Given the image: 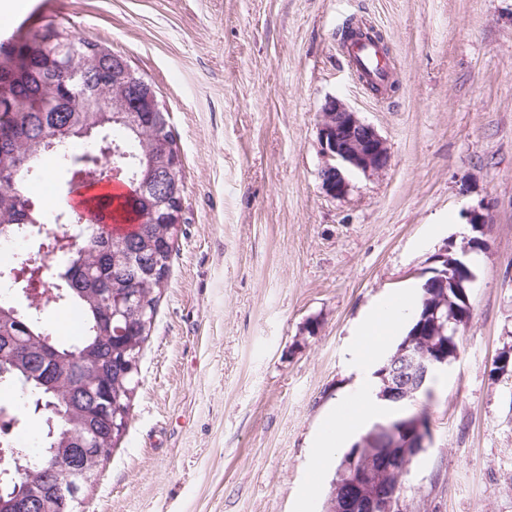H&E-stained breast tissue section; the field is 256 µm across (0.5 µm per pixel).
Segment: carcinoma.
<instances>
[{"label":"carcinoma","instance_id":"obj_1","mask_svg":"<svg viewBox=\"0 0 512 512\" xmlns=\"http://www.w3.org/2000/svg\"><path fill=\"white\" fill-rule=\"evenodd\" d=\"M116 54L54 20L26 38L0 46V227L17 233L41 224L46 211L28 196L30 168L48 145L76 138L72 129L96 121L95 110L139 89L136 124L114 121L103 131L128 157L129 189L120 217L132 228L111 234L88 224L82 243L51 263L55 282L40 289L42 309L19 308L0 298V353L9 358L1 385L20 387L32 408L42 405L44 431L36 448L4 446L8 473L0 468V512H14L17 488L43 490V477H64L81 464L99 472L102 457L126 432L138 388L139 364L159 300L167 287L180 223L162 197L184 204L183 161L166 111L151 82L132 67L113 71ZM112 151L100 145L86 171L110 172ZM115 298L131 301L124 320L112 319ZM45 309L76 310L82 334L58 341L42 321ZM69 489L43 496L42 512H78Z\"/></svg>","mask_w":512,"mask_h":512}]
</instances>
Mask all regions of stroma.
<instances>
[{
    "label": "stroma",
    "mask_w": 512,
    "mask_h": 512,
    "mask_svg": "<svg viewBox=\"0 0 512 512\" xmlns=\"http://www.w3.org/2000/svg\"><path fill=\"white\" fill-rule=\"evenodd\" d=\"M0 43L49 20L155 84L183 160L187 224L140 365L128 431L82 512H322L339 452L316 442L375 386L357 345L418 298L489 215L460 354L417 408L432 438L399 512H512V0H22ZM389 48L395 92L359 88L347 20ZM338 98L391 160L322 187L319 115ZM405 299L399 298L396 303L377 309L364 323L360 331L359 346L364 354L374 356L385 342L394 335L401 325L403 311L408 307Z\"/></svg>",
    "instance_id": "obj_1"
}]
</instances>
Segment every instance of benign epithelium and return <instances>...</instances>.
<instances>
[{
  "instance_id": "7a95c632",
  "label": "benign epithelium",
  "mask_w": 512,
  "mask_h": 512,
  "mask_svg": "<svg viewBox=\"0 0 512 512\" xmlns=\"http://www.w3.org/2000/svg\"><path fill=\"white\" fill-rule=\"evenodd\" d=\"M319 136L327 162L320 177L323 189L331 196L349 190L350 172L374 174L390 163L385 139L370 124L338 98L322 109ZM476 240H469L457 253L447 249L440 266L430 271L423 283L426 291L419 321L433 337L422 338V328L389 357L378 373L381 400H412L427 391L431 375L450 366L459 351L439 345L436 337L450 329L458 336L471 314L465 284L473 281L465 257ZM430 437L428 420L420 414L376 424L349 452L342 476L333 483L328 506L333 512H398L400 487L409 466L426 447Z\"/></svg>"
}]
</instances>
